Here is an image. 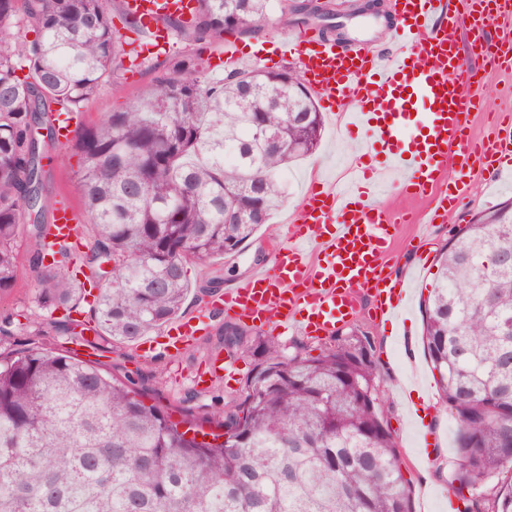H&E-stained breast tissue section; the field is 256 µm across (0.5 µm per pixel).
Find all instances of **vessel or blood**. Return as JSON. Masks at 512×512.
Instances as JSON below:
<instances>
[{
  "label": "vessel or blood",
  "instance_id": "obj_1",
  "mask_svg": "<svg viewBox=\"0 0 512 512\" xmlns=\"http://www.w3.org/2000/svg\"><path fill=\"white\" fill-rule=\"evenodd\" d=\"M131 18L152 37L167 38V18L190 19L197 0H122ZM393 46L372 47L368 22H355L353 44L301 32L280 41L322 107L346 127L366 129V161L355 162L343 190L322 185L309 191L291 216L270 265L260 267L224 294L214 308L255 325L278 317L281 326L312 335L334 333L353 321L362 295H370L376 317L391 326L408 320L407 283L392 278L390 241L404 213L378 201L379 179L398 174V191L426 198L427 223H445L466 195L474 169L493 173L512 162V116L500 120L491 139L473 140L469 117L482 102L483 82L461 56L447 25L467 30L471 50L495 69H512V0H392ZM498 25L496 39L487 29ZM420 120H413V112ZM76 211L57 204L49 240L53 248L75 243ZM200 313L168 326L167 349L185 350L206 324Z\"/></svg>",
  "mask_w": 512,
  "mask_h": 512
}]
</instances>
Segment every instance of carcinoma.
<instances>
[{
    "instance_id": "1",
    "label": "carcinoma",
    "mask_w": 512,
    "mask_h": 512,
    "mask_svg": "<svg viewBox=\"0 0 512 512\" xmlns=\"http://www.w3.org/2000/svg\"><path fill=\"white\" fill-rule=\"evenodd\" d=\"M274 0H199L175 32L219 42L261 32ZM298 23L341 36L332 14L297 4ZM0 292L16 286L20 226L38 242L39 297L68 302L77 274L46 244L42 160L58 143L54 115L79 112L123 65L106 0H0ZM323 119L293 70L207 76L192 48L75 147L92 234L86 279L99 290L93 330L138 342L174 318L186 264L240 251L285 200L283 174L316 151ZM231 146L236 158L224 159ZM112 262L103 278L102 263ZM423 347L456 428L455 495L464 512H512V198L454 230L425 300ZM231 354L247 331L224 324ZM261 356L236 402L178 421L144 401L128 375L34 343L0 353V512H413L411 489L379 400L371 336L338 335L316 356ZM210 430L215 442H199ZM487 477L479 493L462 461Z\"/></svg>"
}]
</instances>
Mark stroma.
<instances>
[{"label": "stroma", "mask_w": 512, "mask_h": 512, "mask_svg": "<svg viewBox=\"0 0 512 512\" xmlns=\"http://www.w3.org/2000/svg\"><path fill=\"white\" fill-rule=\"evenodd\" d=\"M171 52V46L167 45L151 54L150 67L137 68L132 75L124 74L120 89L102 87L83 107L86 124L98 122L106 113L124 110L134 99L146 93L157 75V65L163 64ZM467 61L484 78L486 103L472 119L474 133L484 136L493 129L500 114L512 110V79L492 71L482 58L471 55ZM365 137L364 131H347L334 123L332 117H325L318 151L297 161L287 171L284 177L285 201L274 212L269 224L264 225L236 256L204 264H189L190 290L183 305L185 315H193L208 302L209 297L203 290L208 279L220 278L224 288L228 289L249 277L256 268L267 264L273 243L282 236L291 214L304 201L308 190L324 180L343 183V173ZM54 157V162L44 168V197L52 202L65 198L76 210H83V194L76 177L82 164L79 153L67 143L57 146ZM509 197H512V173L492 183L488 182L486 174L480 173L476 175L469 195L447 223L432 224L426 228L418 223L398 225L394 231L392 264L415 272L410 288L411 322L404 335L392 334L389 324L376 318L372 302L367 299L353 323L354 328L373 336L376 343V359L381 374L380 396L402 453V472L411 486L414 512H448V497L452 493L450 474L430 470L429 461L420 450L418 433L421 423L411 417L416 400H423L426 408L440 413L431 430L437 447L453 449L455 436L454 422L449 410L443 407L421 341L423 300L437 270L438 253L448 242L453 229ZM37 283V272L25 265L20 270L17 287L0 293V349L9 351L37 342L71 351L82 359L93 357L94 361L118 368L140 381L148 391L146 403L163 407L172 419H179L181 410L185 408L200 414L221 409L239 395L244 379L256 362L251 351L237 353L231 359L232 381L216 378L207 391L196 392V400L187 401V393L195 392L192 382L194 371L215 354L214 346L225 323L223 316H213L206 334L175 357L161 349L153 356L145 357L133 344H115L91 355L72 333L64 331L67 319L64 309L42 306ZM408 381L415 384L416 397L412 400L402 389L403 383Z\"/></svg>", "instance_id": "35a3bbf8"}]
</instances>
